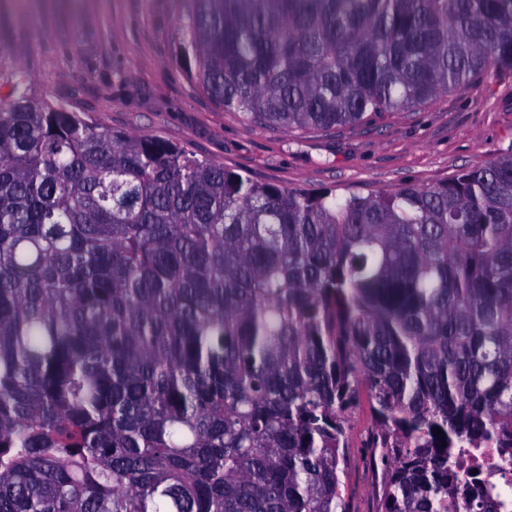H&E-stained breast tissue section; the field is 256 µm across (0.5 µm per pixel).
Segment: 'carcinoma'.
Masks as SVG:
<instances>
[{"mask_svg":"<svg viewBox=\"0 0 512 512\" xmlns=\"http://www.w3.org/2000/svg\"><path fill=\"white\" fill-rule=\"evenodd\" d=\"M177 32L248 127L512 79V0H187ZM363 395L379 512H498L453 459L512 448V145L308 192L0 72V512H351Z\"/></svg>","mask_w":512,"mask_h":512,"instance_id":"1","label":"carcinoma"}]
</instances>
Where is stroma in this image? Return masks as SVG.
Listing matches in <instances>:
<instances>
[{"label":"stroma","instance_id":"1","mask_svg":"<svg viewBox=\"0 0 512 512\" xmlns=\"http://www.w3.org/2000/svg\"><path fill=\"white\" fill-rule=\"evenodd\" d=\"M184 7V0H0V67L22 66L37 94L101 126L161 138L292 189L367 194L432 185L512 144V80L491 78L367 127L331 134L246 127L178 57ZM371 426L370 408L360 404L343 487L352 512L379 508L385 469L362 446Z\"/></svg>","mask_w":512,"mask_h":512}]
</instances>
